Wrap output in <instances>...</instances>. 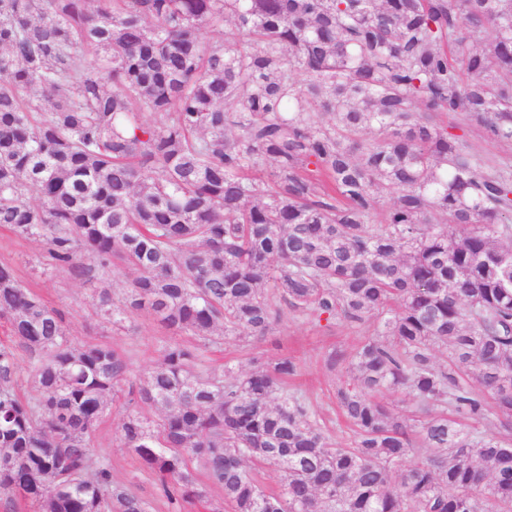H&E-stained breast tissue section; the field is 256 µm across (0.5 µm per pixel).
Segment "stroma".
<instances>
[{"mask_svg": "<svg viewBox=\"0 0 512 512\" xmlns=\"http://www.w3.org/2000/svg\"><path fill=\"white\" fill-rule=\"evenodd\" d=\"M440 121L449 133L459 136L464 150L482 158V172L512 169V141L493 140L486 128L467 112H447ZM43 250L41 240L21 238L0 227V264L10 266L18 281L45 304L63 313L72 346L109 345L125 355L137 376L156 366L163 346L172 340L171 333L144 312L132 314L116 325L100 315V287L110 288L113 299H120L134 278V271L116 266L101 285L85 281L66 269H44ZM366 334V328L339 321L309 323L288 315L258 343L248 346L229 338L221 347L206 349L203 367L219 369L229 363L247 369L254 356L268 362L291 358L297 371L288 379L289 390L301 391L332 441L347 447L353 445L354 433L338 410L336 388L348 378L345 359ZM123 412L124 401L120 398L107 407L92 437L91 451L94 456L111 460L114 482L149 502L152 512H166L158 478L144 471L139 460L120 445L116 426Z\"/></svg>", "mask_w": 512, "mask_h": 512, "instance_id": "35a3bbf8", "label": "stroma"}]
</instances>
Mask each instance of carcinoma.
Listing matches in <instances>:
<instances>
[{"label":"carcinoma","mask_w":512,"mask_h":512,"mask_svg":"<svg viewBox=\"0 0 512 512\" xmlns=\"http://www.w3.org/2000/svg\"><path fill=\"white\" fill-rule=\"evenodd\" d=\"M507 18L512 0H0V225L88 281L123 261L104 314L195 338L133 380L0 265V494L149 512L88 448L123 391L119 440L171 512L207 498L195 462L214 512H512V442L436 411L481 423L477 384L512 430V173L479 174L437 122L512 141ZM286 309L373 328L336 388L350 448L281 390L292 359L198 370ZM399 389L415 414L377 397Z\"/></svg>","instance_id":"carcinoma-1"}]
</instances>
